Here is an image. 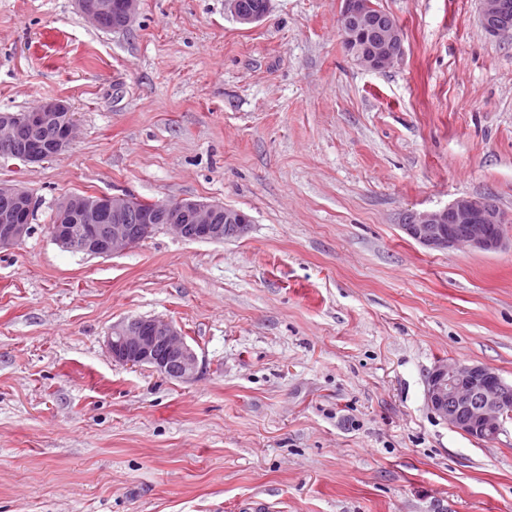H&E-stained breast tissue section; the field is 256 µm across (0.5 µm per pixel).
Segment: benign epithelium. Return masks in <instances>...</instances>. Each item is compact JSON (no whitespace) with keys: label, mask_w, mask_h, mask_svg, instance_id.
<instances>
[{"label":"benign epithelium","mask_w":512,"mask_h":512,"mask_svg":"<svg viewBox=\"0 0 512 512\" xmlns=\"http://www.w3.org/2000/svg\"><path fill=\"white\" fill-rule=\"evenodd\" d=\"M231 11L241 25L261 22L269 0L253 12L240 0H230ZM337 25L344 47L355 64L379 71L391 66L404 51V33L393 17L373 12L372 0H341ZM483 28L491 35L512 36V0H483ZM138 0H123L122 21L112 30L127 28L134 19ZM78 8L95 27L112 14V0H77ZM56 125L59 134L48 146L34 143L22 162L37 164L64 152L74 138L76 118L62 100L42 102L19 115L0 114V154L13 153L22 132L34 136ZM0 194L12 207L0 214V250H11L32 232L25 217L34 208L33 196L15 184H0ZM129 197L70 195L58 206L57 221L48 225L53 240L66 250L101 257L114 256L136 246L164 226L192 241L221 242L245 234L250 217L242 210L201 201H177L157 206L143 224L127 220ZM506 219L491 195L459 197L437 210L410 211L402 219V231L432 251L470 248L497 252L507 246ZM112 358L131 368L149 366L162 376L180 382L193 381L199 357L182 329L160 317H131L112 324L107 336ZM426 399L431 411L452 428L476 439L493 440L503 422L512 416V385L481 364H438L429 373Z\"/></svg>","instance_id":"benign-epithelium-1"}]
</instances>
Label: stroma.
Returning <instances> with one entry per match:
<instances>
[{
	"mask_svg": "<svg viewBox=\"0 0 512 512\" xmlns=\"http://www.w3.org/2000/svg\"><path fill=\"white\" fill-rule=\"evenodd\" d=\"M404 53L356 65L340 0H140L125 30L75 0H0V111L69 103L70 147L0 164L38 202L0 251V512H512V420L473 439L426 401L441 362L512 384V247L432 251L410 210L494 195L512 238V38L480 0H377ZM195 200L248 232L166 228L90 257L63 197ZM182 328L181 383L113 361L128 317ZM231 2V11L235 18V20L241 25H253L261 22L267 15L269 10V0H243V5L246 10L243 8L240 0H230ZM262 2L264 3L263 8L258 12H253L250 10H256L261 8Z\"/></svg>",
	"mask_w": 512,
	"mask_h": 512,
	"instance_id": "1",
	"label": "stroma"
}]
</instances>
